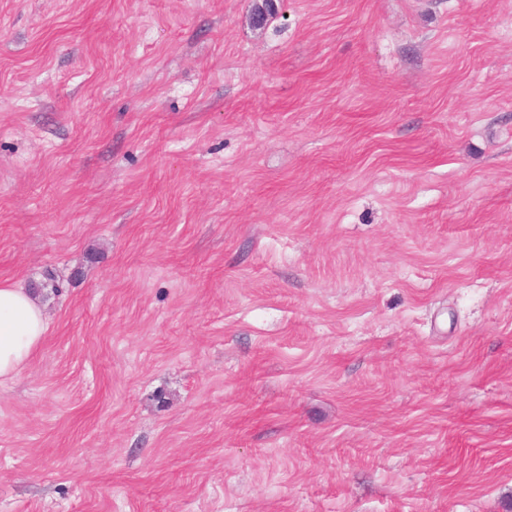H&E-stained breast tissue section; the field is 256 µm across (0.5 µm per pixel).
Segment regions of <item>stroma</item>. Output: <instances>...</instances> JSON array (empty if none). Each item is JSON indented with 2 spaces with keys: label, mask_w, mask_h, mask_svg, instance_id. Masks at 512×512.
<instances>
[{
  "label": "stroma",
  "mask_w": 512,
  "mask_h": 512,
  "mask_svg": "<svg viewBox=\"0 0 512 512\" xmlns=\"http://www.w3.org/2000/svg\"><path fill=\"white\" fill-rule=\"evenodd\" d=\"M0 0V512H512V0ZM46 332L47 321L35 293L0 285V381L12 379L28 365Z\"/></svg>",
  "instance_id": "obj_1"
}]
</instances>
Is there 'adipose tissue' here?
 Wrapping results in <instances>:
<instances>
[{
	"label": "adipose tissue",
	"mask_w": 512,
	"mask_h": 512,
	"mask_svg": "<svg viewBox=\"0 0 512 512\" xmlns=\"http://www.w3.org/2000/svg\"><path fill=\"white\" fill-rule=\"evenodd\" d=\"M46 332L47 321L35 293L0 285V381L12 379L28 365Z\"/></svg>",
	"instance_id": "ef3b65f1"
}]
</instances>
